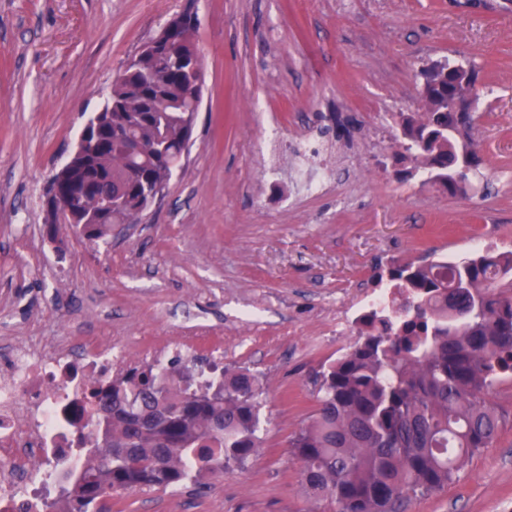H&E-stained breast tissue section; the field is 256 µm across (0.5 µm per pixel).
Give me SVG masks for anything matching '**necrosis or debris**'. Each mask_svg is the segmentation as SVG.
<instances>
[{
	"label": "necrosis or debris",
	"mask_w": 512,
	"mask_h": 512,
	"mask_svg": "<svg viewBox=\"0 0 512 512\" xmlns=\"http://www.w3.org/2000/svg\"><path fill=\"white\" fill-rule=\"evenodd\" d=\"M131 362L130 352L95 339L12 346L0 366V512H65L52 473L84 464L72 453L78 430L71 408Z\"/></svg>",
	"instance_id": "necrosis-or-debris-1"
}]
</instances>
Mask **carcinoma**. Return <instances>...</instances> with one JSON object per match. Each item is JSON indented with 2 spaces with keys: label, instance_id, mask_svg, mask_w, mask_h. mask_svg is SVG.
<instances>
[{
  "label": "carcinoma",
  "instance_id": "obj_1",
  "mask_svg": "<svg viewBox=\"0 0 512 512\" xmlns=\"http://www.w3.org/2000/svg\"><path fill=\"white\" fill-rule=\"evenodd\" d=\"M195 30L189 20L167 27L157 54L125 64L100 115L89 118L97 151L75 153L60 175L100 178L117 198L168 187L173 173L155 156L179 154L189 134L194 78L185 60L199 51ZM449 67L422 70L424 119L401 112L399 126L404 150L455 195L479 160L470 127H459L450 108L472 94L476 74L447 84L441 71ZM130 139L140 152H129ZM389 281L391 305L360 317L358 341L319 373L317 409L289 442L305 492L323 512H406L499 435L491 394L512 382V252L397 265ZM203 370L149 364L89 392L80 415L94 433L75 453L90 464L62 488L70 512H105L100 502L114 492L182 485L195 471L241 467L255 455L262 382L246 369L213 378Z\"/></svg>",
  "mask_w": 512,
  "mask_h": 512
}]
</instances>
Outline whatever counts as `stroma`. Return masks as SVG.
<instances>
[{
  "label": "stroma",
  "mask_w": 512,
  "mask_h": 512,
  "mask_svg": "<svg viewBox=\"0 0 512 512\" xmlns=\"http://www.w3.org/2000/svg\"><path fill=\"white\" fill-rule=\"evenodd\" d=\"M0 0V362L21 336H87L138 353L179 340L204 363L260 375L261 446L244 467L114 492L110 512H312L290 438L317 407V372L344 354L338 312L389 287L392 263L512 251V0ZM190 13L206 82L189 152L137 223L84 239L44 222L124 64ZM474 67L480 186L456 196L411 168L398 115L420 71ZM325 189L302 193L296 149ZM57 233L66 253L49 241ZM496 443L407 512H512V384Z\"/></svg>",
  "instance_id": "1"
}]
</instances>
